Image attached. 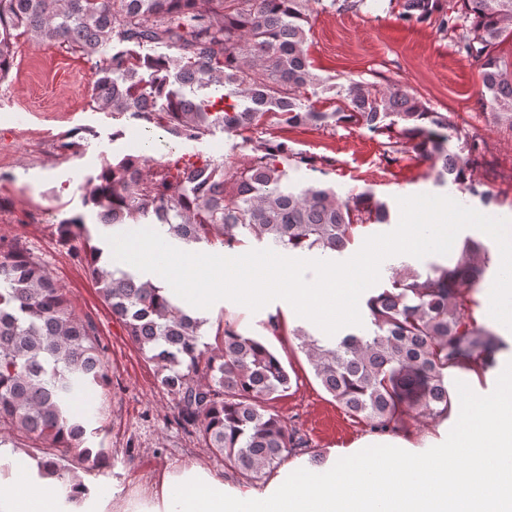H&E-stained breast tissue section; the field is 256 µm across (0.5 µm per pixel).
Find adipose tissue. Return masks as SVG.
Instances as JSON below:
<instances>
[{"label": "adipose tissue", "instance_id": "obj_1", "mask_svg": "<svg viewBox=\"0 0 512 512\" xmlns=\"http://www.w3.org/2000/svg\"><path fill=\"white\" fill-rule=\"evenodd\" d=\"M112 490L61 483L36 459L0 448V512H108Z\"/></svg>", "mask_w": 512, "mask_h": 512}]
</instances>
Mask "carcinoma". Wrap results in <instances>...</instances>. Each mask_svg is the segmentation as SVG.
I'll use <instances>...</instances> for the list:
<instances>
[{
  "label": "carcinoma",
  "mask_w": 512,
  "mask_h": 512,
  "mask_svg": "<svg viewBox=\"0 0 512 512\" xmlns=\"http://www.w3.org/2000/svg\"><path fill=\"white\" fill-rule=\"evenodd\" d=\"M316 0H0V75L11 68L20 32L64 44L90 58L111 47L97 66L93 102L114 114L156 123L179 138L198 139L212 127L242 133L270 116L289 127L354 124L373 133L396 130L432 162L436 182H451L486 205L496 197L473 172L484 147L466 129L434 112L398 84L369 88L331 85L333 111L310 102L320 84L306 48L305 24ZM469 26L457 44L478 68L481 108L512 125V0H459ZM403 15L422 20L434 0H405ZM147 44L177 51L143 55ZM206 89L189 97L184 89ZM457 148H452V142ZM144 156L104 160L86 181L84 205L106 228L158 224L173 240H206L232 247L247 233L285 251L343 252L357 227L390 223L387 202L370 192L344 199L319 185L294 189L288 170H318L319 158L267 143L262 155L234 166L210 161L198 171L130 177ZM76 240L112 315L157 367L173 397L177 422L192 430L224 472L257 482L295 448L294 433L270 407L290 388L281 359L259 338L218 321L215 344L202 341L206 321L165 294L164 286L102 263L83 217L58 224ZM485 244L469 237L456 262L421 275L396 270L388 287L366 301L372 329L323 343L302 328L292 335L324 389L343 409L386 431L403 411L449 415L448 373L477 366L485 373L512 349L472 318L474 288L489 267ZM104 347L92 321L79 316L46 266L26 247L0 240V426L46 448L41 466L62 483L112 458L89 448L105 430L104 405L79 409L93 386L107 389Z\"/></svg>",
  "instance_id": "cac0c4a2"
}]
</instances>
